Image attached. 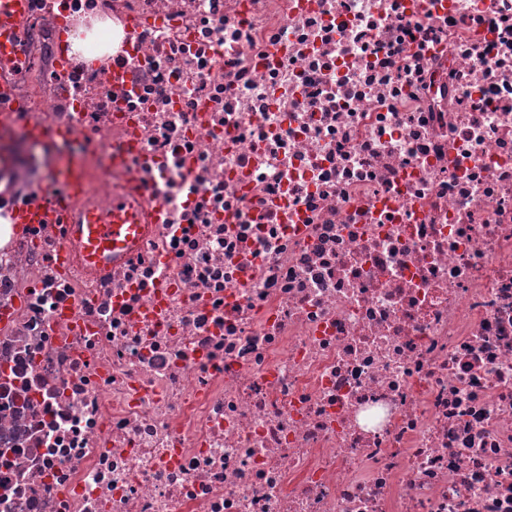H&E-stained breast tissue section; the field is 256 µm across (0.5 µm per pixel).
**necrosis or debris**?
Masks as SVG:
<instances>
[{
    "instance_id": "4bbe7bcc",
    "label": "necrosis or debris",
    "mask_w": 512,
    "mask_h": 512,
    "mask_svg": "<svg viewBox=\"0 0 512 512\" xmlns=\"http://www.w3.org/2000/svg\"><path fill=\"white\" fill-rule=\"evenodd\" d=\"M18 25L0 512H512V0ZM116 202L144 232L99 271L67 227ZM83 176L82 162L74 159L64 158L55 166V177L58 184L74 188L80 183Z\"/></svg>"
}]
</instances>
